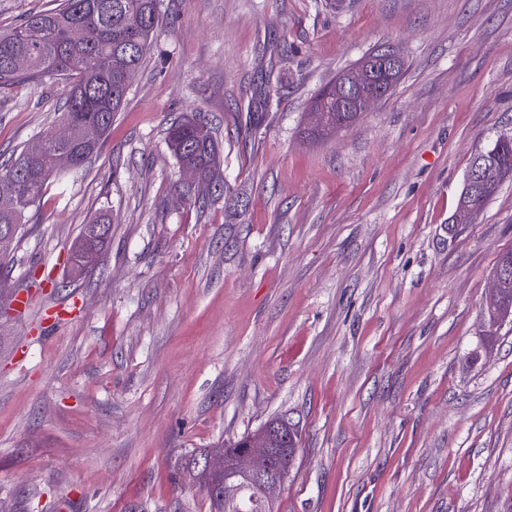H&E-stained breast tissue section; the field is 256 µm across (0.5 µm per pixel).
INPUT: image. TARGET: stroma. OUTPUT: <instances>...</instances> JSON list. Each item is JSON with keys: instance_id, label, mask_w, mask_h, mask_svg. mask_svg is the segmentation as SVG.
Masks as SVG:
<instances>
[{"instance_id": "obj_1", "label": "stroma", "mask_w": 512, "mask_h": 512, "mask_svg": "<svg viewBox=\"0 0 512 512\" xmlns=\"http://www.w3.org/2000/svg\"><path fill=\"white\" fill-rule=\"evenodd\" d=\"M161 14L100 150L0 268V512H209L194 458L281 417L301 440L278 512H512V321L484 320L512 179L448 227L473 155L512 134V0ZM388 48L392 95L309 138L314 95ZM68 90L0 88V162ZM183 117L212 127L241 206L184 199ZM104 213L111 244L72 278ZM111 233V224L105 215L99 216L93 224L83 225L77 240L73 244L71 254L79 253L80 256L90 254L94 257L95 263L88 267L70 264L71 275L81 277L98 266L102 254L110 243Z\"/></svg>"}]
</instances>
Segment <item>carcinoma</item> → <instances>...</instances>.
Listing matches in <instances>:
<instances>
[{
  "instance_id": "carcinoma-1",
  "label": "carcinoma",
  "mask_w": 512,
  "mask_h": 512,
  "mask_svg": "<svg viewBox=\"0 0 512 512\" xmlns=\"http://www.w3.org/2000/svg\"><path fill=\"white\" fill-rule=\"evenodd\" d=\"M161 20L160 0H61L50 10L29 14L18 26L0 31V87L13 86L45 76H61L70 88L63 119L73 125L65 142L45 139L42 155L29 157L20 152L0 164V226L25 223L27 214L37 208L48 181L59 174L55 159L67 155L70 169L82 168L98 150L100 139L112 127V120L125 101L128 78L136 72L147 53ZM24 56L28 67L18 70L13 60ZM403 66L388 73L376 60L365 72L368 90H383L387 96ZM336 83L322 88L312 108L339 116L338 124L325 128L308 125L306 133L317 139L353 123L366 109L361 94L354 93L336 112ZM98 127V140L90 145L84 127ZM168 141L179 164L196 168L203 184L224 192L218 173L219 148L206 124L198 120L176 121L168 128ZM468 171L474 182L464 184L459 209L480 213L496 193L500 183L512 176V145H494L472 157ZM112 228L106 216L83 225L72 252L89 254L100 261L108 248ZM236 512H277V506L256 495L248 487L237 500Z\"/></svg>"
}]
</instances>
